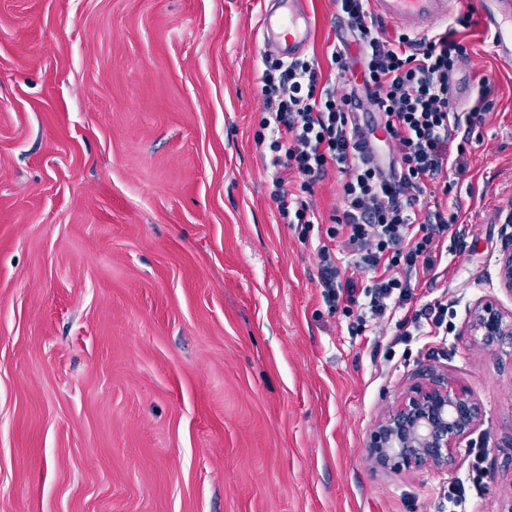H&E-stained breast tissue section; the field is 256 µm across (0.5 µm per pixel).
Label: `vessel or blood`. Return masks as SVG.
I'll return each instance as SVG.
<instances>
[{
    "label": "vessel or blood",
    "instance_id": "b4317fda",
    "mask_svg": "<svg viewBox=\"0 0 512 512\" xmlns=\"http://www.w3.org/2000/svg\"><path fill=\"white\" fill-rule=\"evenodd\" d=\"M374 13L399 29L425 35L448 19V0H370ZM482 23L492 37V52L512 66V0H484ZM258 32L265 50L282 59H296L308 49L315 21L308 0H267Z\"/></svg>",
    "mask_w": 512,
    "mask_h": 512
}]
</instances>
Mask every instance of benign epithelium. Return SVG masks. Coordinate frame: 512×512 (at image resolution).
Instances as JSON below:
<instances>
[{"mask_svg":"<svg viewBox=\"0 0 512 512\" xmlns=\"http://www.w3.org/2000/svg\"><path fill=\"white\" fill-rule=\"evenodd\" d=\"M504 244L498 257L501 284L512 292V210L502 220ZM468 333L489 351L512 349V317L485 301L471 312ZM483 416L481 404L448 374L431 370L409 388L400 403L370 433L367 448L382 468L414 472L444 470L455 461L461 442Z\"/></svg>","mask_w":512,"mask_h":512,"instance_id":"obj_1","label":"benign epithelium"}]
</instances>
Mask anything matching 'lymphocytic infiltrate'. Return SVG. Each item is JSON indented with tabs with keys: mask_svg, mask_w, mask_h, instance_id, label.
<instances>
[{
	"mask_svg": "<svg viewBox=\"0 0 512 512\" xmlns=\"http://www.w3.org/2000/svg\"><path fill=\"white\" fill-rule=\"evenodd\" d=\"M337 3L358 55L348 43L332 45V80L323 79L316 59L285 63L264 55L255 143L274 170L271 197L285 223H317L308 195L329 172L340 174V209L326 234L341 238L367 280L361 287L351 279L337 285L328 243L317 248L319 280L331 308L364 295V309L380 325L413 299L411 276L432 274L434 239L458 222L457 206L435 203L423 218L417 208L429 185L447 186L459 168L474 128L494 107V85L480 79L465 111L449 96L454 71L469 57L459 34L472 26L471 14L425 36L392 34L369 0ZM357 64L358 84L350 80ZM288 171L299 178V193L288 191Z\"/></svg>",
	"mask_w": 512,
	"mask_h": 512,
	"instance_id": "lymphocytic-infiltrate-1",
	"label": "lymphocytic infiltrate"
}]
</instances>
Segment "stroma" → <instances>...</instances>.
Masks as SVG:
<instances>
[{
  "label": "stroma",
  "instance_id": "35a3bbf8",
  "mask_svg": "<svg viewBox=\"0 0 512 512\" xmlns=\"http://www.w3.org/2000/svg\"><path fill=\"white\" fill-rule=\"evenodd\" d=\"M328 54L347 23L309 0ZM262 0H0V512H474L512 499V357L474 306L512 314L497 258L512 210V67L473 26L455 81L489 78L435 278L448 332L395 342L330 312L321 222L284 223L254 137ZM483 407L445 472L378 469L370 431L425 369ZM469 336L489 351L507 345L512 349V317L502 313L496 304L485 301L477 304L468 323Z\"/></svg>",
  "mask_w": 512,
  "mask_h": 512
}]
</instances>
